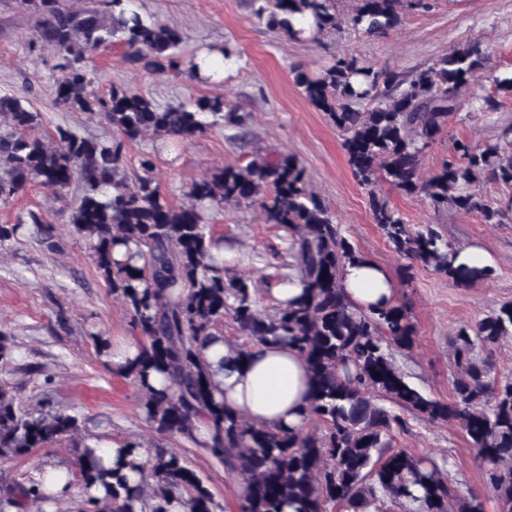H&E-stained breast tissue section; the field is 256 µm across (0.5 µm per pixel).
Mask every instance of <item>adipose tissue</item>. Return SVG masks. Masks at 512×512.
<instances>
[{"label":"adipose tissue","mask_w":512,"mask_h":512,"mask_svg":"<svg viewBox=\"0 0 512 512\" xmlns=\"http://www.w3.org/2000/svg\"><path fill=\"white\" fill-rule=\"evenodd\" d=\"M344 292L365 310L393 299L385 271L368 259L347 267ZM204 355L224 390L226 407L257 425H301L310 391L305 362L294 349L285 344L263 345L242 357L219 338L205 347Z\"/></svg>","instance_id":"1"}]
</instances>
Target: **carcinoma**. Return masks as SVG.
<instances>
[{
	"instance_id": "carcinoma-1",
	"label": "carcinoma",
	"mask_w": 512,
	"mask_h": 512,
	"mask_svg": "<svg viewBox=\"0 0 512 512\" xmlns=\"http://www.w3.org/2000/svg\"><path fill=\"white\" fill-rule=\"evenodd\" d=\"M131 0L75 9L64 0H20L36 17L41 41L54 47L56 103L88 112L111 126V143L56 128L53 146L31 133L36 115L26 100L0 96V204L6 206L25 183L37 179L64 190L76 180L84 188L69 222L89 243L97 269L132 310L145 344L126 373L143 392L141 412L155 431L194 439L195 423L207 420L212 439L205 451L246 478L243 512H326L332 503L346 512H482L479 503L458 497L449 478L431 461L393 445L403 428L377 394L427 421L455 420L498 493L499 512H512V377H491L476 350H490L512 338V303L471 325L453 342L454 398L442 402L409 383L395 365L393 350L413 345L408 309L395 303L369 311L346 297L343 275L361 255L341 234L325 202L307 188L304 166L290 154L254 159L246 166H223L193 183L186 202L175 206L155 182V159L143 152L140 174L128 182L126 142L148 133L189 139L210 126L239 127L245 116L224 111L222 97H200L161 107L153 97L112 87L105 96L89 90L84 61L116 38L127 61L164 73L181 66L182 34L142 16ZM335 0H261L254 18L295 40L336 27ZM351 25L370 37H384L401 22L403 7H426L423 0H357ZM485 53L466 43L407 79L377 70L353 53L338 57L320 76L292 69L307 100L324 112L343 137L349 165L361 183L375 174L407 195L420 196L439 210L477 211L487 224H502L508 211L495 198L482 199L473 187L482 181L512 187V127L494 143L457 140L451 159L430 175L419 155L457 116L463 97L483 68ZM496 96L471 103L489 115L497 98L512 99V74L491 76ZM259 203L266 224L288 234V267L302 295L260 306V291L245 277L228 275L219 243L209 230L214 212L226 205ZM375 223L396 253L409 264L432 268L459 282L488 275L486 269L454 266L457 249L427 224L411 227L387 200L369 190ZM229 317L256 346L286 343L304 359L310 378L312 430L256 426L224 406L202 349ZM164 374L172 390H156L152 373ZM70 439L88 512H133L128 473L140 474L136 499L141 512H168L173 500L184 512H214L213 494L187 461L171 449L135 456L138 443L106 467L99 448L80 436L78 417L63 411L32 410L16 401L13 387L0 382V458H19L36 448ZM19 508L48 499L41 486L15 483L5 489Z\"/></svg>"
}]
</instances>
